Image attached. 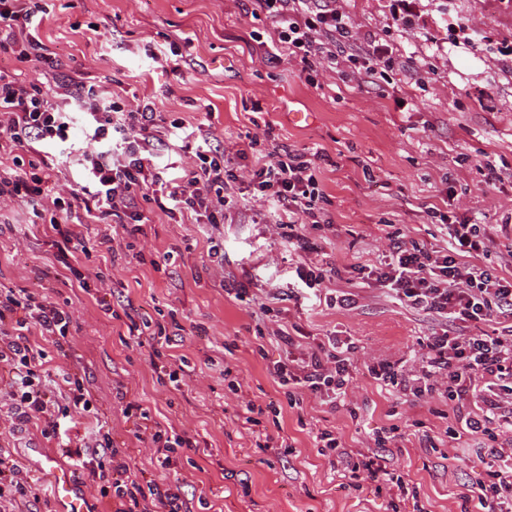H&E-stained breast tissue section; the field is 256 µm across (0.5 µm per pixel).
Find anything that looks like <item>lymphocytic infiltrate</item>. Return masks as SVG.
I'll return each instance as SVG.
<instances>
[{"label": "lymphocytic infiltrate", "mask_w": 512, "mask_h": 512, "mask_svg": "<svg viewBox=\"0 0 512 512\" xmlns=\"http://www.w3.org/2000/svg\"><path fill=\"white\" fill-rule=\"evenodd\" d=\"M253 16H266L276 24L278 50L300 60L313 71L315 59L326 68L339 64V47L354 44L359 33L336 6V0H253ZM41 0H0V155L12 157L13 167L0 173V206L18 204L31 208L37 220L48 221L60 263L70 255L87 252V242L71 221L83 213L93 223L111 220L127 237L126 249L149 218L146 205H156L168 217L189 216L197 224L223 223L237 200L229 188L237 182L233 167L224 161V146L205 129L194 154V163L182 174L164 178L155 160L163 144L158 135L167 121L152 101L119 98L80 75L59 73L54 51L39 37L33 19ZM331 46H324L323 37ZM45 67L56 73L52 86L24 80L26 67ZM84 115L93 127L94 147L78 163L83 181L63 190L54 188L50 166L40 157V148L56 145L61 159H68L69 116ZM236 155L254 156L246 174L265 201L271 202L274 229L293 250L316 251L312 232L326 221L329 203L320 179L321 153L262 143L245 136ZM431 217L443 224L448 235L446 250L427 248L413 240L398 239L390 260L372 269L376 283L419 312L435 314L444 321L439 331L425 340L426 354L415 373L397 362L370 367L372 378L398 393L418 399L436 394L451 401L473 399L464 431L472 439H491L489 463L475 485L486 512H512V281L479 267L476 259L487 249L480 225L430 208ZM26 319H16L17 310ZM505 319L501 334L492 336L481 324ZM70 313L47 295L26 289L0 287V361L12 367L11 387L18 422L42 423L45 435L57 436V419L69 406L90 410L83 382L76 375L42 378L41 350L30 344L27 332L38 327L42 336L57 347L67 342ZM149 329V357L160 360L159 371L173 390L183 379L164 356L173 336L164 326L150 321L131 322L129 332ZM351 343L329 337L310 348L303 357L276 363L273 375L288 403H295L298 389L325 396L329 401L345 398L351 382ZM116 397L124 411L147 422L146 438L155 447L154 467L159 478L141 481L133 474L126 449L114 444L107 422L95 433L96 467L93 477L103 481L104 493L112 498L113 512H193L180 478L173 471L190 438L174 428L152 420L138 401L124 390ZM320 454L336 456L343 477L354 481L367 476L383 482L399 494L409 486L402 475L389 470L381 456L345 448L328 429L315 435Z\"/></svg>", "instance_id": "obj_1"}]
</instances>
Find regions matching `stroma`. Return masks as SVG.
<instances>
[{
  "instance_id": "1",
  "label": "stroma",
  "mask_w": 512,
  "mask_h": 512,
  "mask_svg": "<svg viewBox=\"0 0 512 512\" xmlns=\"http://www.w3.org/2000/svg\"><path fill=\"white\" fill-rule=\"evenodd\" d=\"M338 4L364 35L359 48L369 34L390 44L380 87L361 83L348 61L320 70L313 85L300 61L265 60L275 24L254 19L251 0H43L38 32L62 71L80 70L85 82L124 98L151 97L157 111L186 128L209 124L229 151L241 137L269 129L277 143L321 152L332 224L315 233L317 255L294 252L274 234L270 204L238 183L231 221L211 233L154 212L133 251L75 253L71 263L86 278L105 279L88 294L67 283L50 238L15 204L0 211V284L44 292L65 302L72 317L66 353L36 342L44 370L78 375L92 403L60 418L61 433L85 435L96 419L107 420L131 471L153 475L143 424L115 397L124 387L154 418L191 437L177 472L188 497L208 501L207 512H483L469 488L487 457L474 450L454 457L473 404L400 396L368 372L382 360L417 370L422 339L440 329L441 318L406 307L356 269L384 262L398 236L446 247L442 224L425 212L434 205L483 224L491 242L480 265L512 276V0H413L409 34L394 24L395 0ZM462 20L468 29H459ZM174 48L175 74L146 57ZM296 112L313 113V122H295ZM488 162L500 176L492 186L485 183ZM447 173L454 185L444 182ZM213 239L224 247L220 274L208 255ZM308 262L341 272L323 284L320 303L285 301L281 314L265 312ZM240 286L247 289L241 299L234 293ZM343 293L354 294V308L334 306ZM120 302L135 318L183 326L171 348L186 361L182 390L161 383L147 348L112 317ZM280 326L294 346L276 336ZM330 336L354 344L345 401L303 391L299 405L287 404L274 365ZM7 372L0 362V449L42 494L23 506L0 495V512H60L51 467L39 463L44 455L87 491L89 512H109L108 498L57 439L45 437L41 424H18ZM233 381L239 390L230 389ZM247 401L263 409L253 425L238 417ZM325 428L346 447L379 452L388 468L409 476L412 492L390 495L366 476L341 488L334 459L316 446ZM388 428L394 442L377 448L375 435ZM265 434L271 447L259 445Z\"/></svg>"
}]
</instances>
